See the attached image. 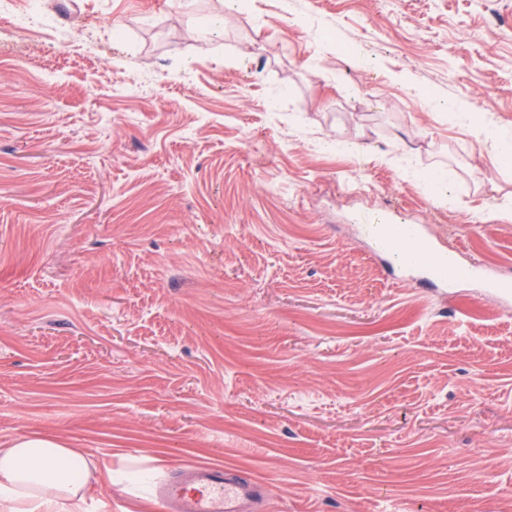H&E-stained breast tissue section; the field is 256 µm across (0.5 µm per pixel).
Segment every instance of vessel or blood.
<instances>
[{
	"mask_svg": "<svg viewBox=\"0 0 512 512\" xmlns=\"http://www.w3.org/2000/svg\"><path fill=\"white\" fill-rule=\"evenodd\" d=\"M389 225L375 217L365 231L376 250L383 255H397L399 250H415L418 261H400L401 271L416 277L423 288H452L463 282L484 281L486 288L508 298L512 279L485 280L476 263H463L454 250L430 240L419 224H405L399 237H389ZM158 498L169 512H261L268 501L266 485L247 472L217 460L184 466L158 490Z\"/></svg>",
	"mask_w": 512,
	"mask_h": 512,
	"instance_id": "vessel-or-blood-1",
	"label": "vessel or blood"
}]
</instances>
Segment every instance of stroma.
Segmentation results:
<instances>
[{"instance_id": "35a3bbf8", "label": "stroma", "mask_w": 512, "mask_h": 512, "mask_svg": "<svg viewBox=\"0 0 512 512\" xmlns=\"http://www.w3.org/2000/svg\"><path fill=\"white\" fill-rule=\"evenodd\" d=\"M42 7L0 28V446L81 449L110 512L214 459L269 512H501L512 306L385 272L356 220L512 278V166L414 93L512 129V0ZM14 1L15 0L0 1V14L9 19V23L12 27L24 31H32L35 27L41 24L39 17L33 13H17Z\"/></svg>"}]
</instances>
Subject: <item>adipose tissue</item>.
Instances as JSON below:
<instances>
[{
  "label": "adipose tissue",
  "mask_w": 512,
  "mask_h": 512,
  "mask_svg": "<svg viewBox=\"0 0 512 512\" xmlns=\"http://www.w3.org/2000/svg\"><path fill=\"white\" fill-rule=\"evenodd\" d=\"M110 478L57 437L17 439L0 448V512H81L93 488Z\"/></svg>",
  "instance_id": "adipose-tissue-1"
}]
</instances>
